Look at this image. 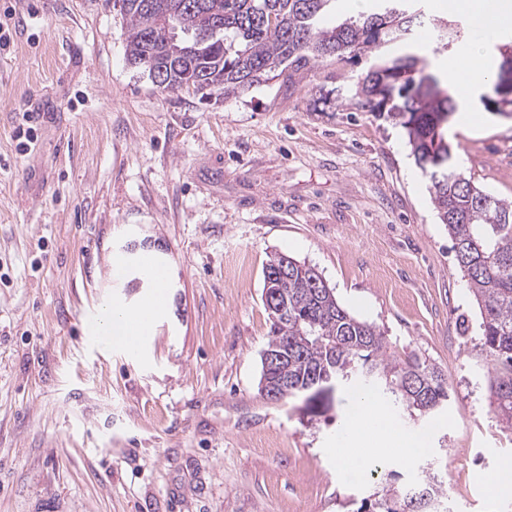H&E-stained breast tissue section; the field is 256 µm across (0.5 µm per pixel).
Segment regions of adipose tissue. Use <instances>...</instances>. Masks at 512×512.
Here are the masks:
<instances>
[{"mask_svg": "<svg viewBox=\"0 0 512 512\" xmlns=\"http://www.w3.org/2000/svg\"><path fill=\"white\" fill-rule=\"evenodd\" d=\"M438 12L459 14L471 22L488 24L495 34L512 30V0H435ZM441 65L457 101L458 126L470 128L481 123L480 113L470 111L469 101L475 88L492 71L485 44L480 40L461 46L453 55L442 59ZM132 310L121 305L105 308L100 314L97 333L112 346H129L132 334ZM394 423L385 407L372 398L361 399L349 418L345 434L348 439H360L370 432H392Z\"/></svg>", "mask_w": 512, "mask_h": 512, "instance_id": "1", "label": "adipose tissue"}]
</instances>
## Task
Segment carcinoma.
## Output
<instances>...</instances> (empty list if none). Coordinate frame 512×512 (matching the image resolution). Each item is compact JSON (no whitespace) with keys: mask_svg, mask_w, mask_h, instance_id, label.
<instances>
[{"mask_svg":"<svg viewBox=\"0 0 512 512\" xmlns=\"http://www.w3.org/2000/svg\"><path fill=\"white\" fill-rule=\"evenodd\" d=\"M333 0H121L126 20L127 61L148 72L161 91H191L204 99L244 92L271 72L293 74L327 57L374 55L366 76L350 92L362 111L376 112L406 130L417 166L430 183L441 223L448 228L459 269L480 311L478 332L493 362L490 405L502 428L512 429V202L477 187L452 163L443 126L456 111L444 82L427 58L412 51L413 28L430 24L436 44L449 48L464 37L453 20L382 0L380 11L355 22L322 27L319 18ZM404 53L389 57L384 48ZM504 65L482 97L498 111ZM288 261V280L269 289L288 305V318L272 321L266 349H288V364L262 369L260 381L286 379L282 397L309 408L339 382L379 385L394 404L429 417L448 407V382L417 356L402 359L384 332L351 315L327 285L310 287L309 264L274 253L263 281ZM357 512H451L442 481L428 475L422 485L388 484Z\"/></svg>","mask_w":512,"mask_h":512,"instance_id":"obj_1","label":"carcinoma"}]
</instances>
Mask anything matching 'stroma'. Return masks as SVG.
<instances>
[{
  "instance_id": "1",
  "label": "stroma",
  "mask_w": 512,
  "mask_h": 512,
  "mask_svg": "<svg viewBox=\"0 0 512 512\" xmlns=\"http://www.w3.org/2000/svg\"><path fill=\"white\" fill-rule=\"evenodd\" d=\"M0 512H356L389 481L435 473L456 512H512V431L490 407L491 362L406 131L351 106L369 57L328 58L206 102L128 63L110 0H0ZM448 129L456 163L512 202V118ZM37 139L20 151L23 115ZM149 250L166 309L141 353L89 338L84 311L147 293L101 259ZM314 266L392 351L448 381L446 412L404 458L341 466L357 401L316 413L259 390L263 266Z\"/></svg>"
}]
</instances>
